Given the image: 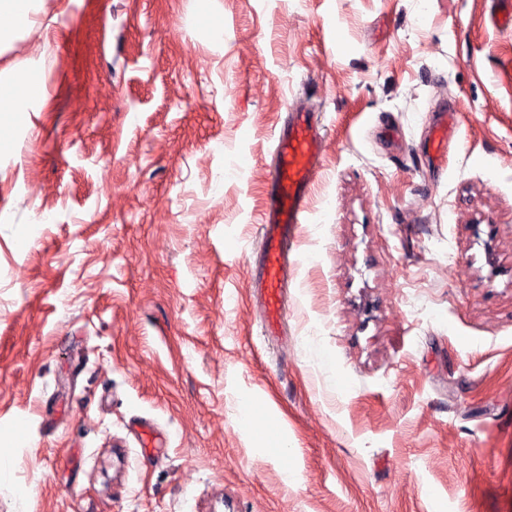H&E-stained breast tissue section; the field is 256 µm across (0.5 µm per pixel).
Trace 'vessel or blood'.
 <instances>
[{
  "label": "vessel or blood",
  "mask_w": 512,
  "mask_h": 512,
  "mask_svg": "<svg viewBox=\"0 0 512 512\" xmlns=\"http://www.w3.org/2000/svg\"><path fill=\"white\" fill-rule=\"evenodd\" d=\"M461 115L444 108L432 133L436 156H444L456 138ZM323 154L319 114L304 104L293 106L281 128L266 182V204L260 220L263 254L255 269L265 335H276L287 309L284 293L294 263L295 230L305 220L308 193Z\"/></svg>",
  "instance_id": "b4317fda"
}]
</instances>
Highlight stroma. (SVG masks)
I'll use <instances>...</instances> for the list:
<instances>
[{
	"label": "stroma",
	"instance_id": "35a3bbf8",
	"mask_svg": "<svg viewBox=\"0 0 512 512\" xmlns=\"http://www.w3.org/2000/svg\"><path fill=\"white\" fill-rule=\"evenodd\" d=\"M491 8L39 0L0 51V79L42 81L0 111V512H512V29ZM302 101L324 151L274 341L257 221ZM244 399L287 452L240 428ZM461 124V114L453 108L445 107L441 111L440 118L432 133V147L437 157H443L445 150L453 139L457 137V133Z\"/></svg>",
	"mask_w": 512,
	"mask_h": 512
}]
</instances>
